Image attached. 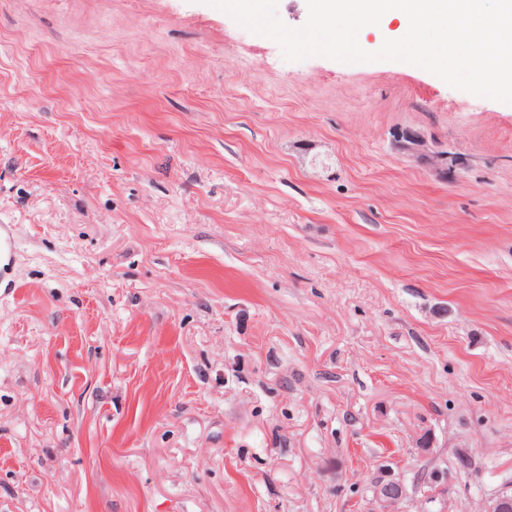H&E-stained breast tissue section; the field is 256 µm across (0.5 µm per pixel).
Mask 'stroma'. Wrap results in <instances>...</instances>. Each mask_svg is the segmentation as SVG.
<instances>
[{
	"label": "stroma",
	"instance_id": "1",
	"mask_svg": "<svg viewBox=\"0 0 512 512\" xmlns=\"http://www.w3.org/2000/svg\"><path fill=\"white\" fill-rule=\"evenodd\" d=\"M0 224V512L512 482V104L286 61L205 0H0ZM396 138L400 150L416 157L442 174H447L448 168H465L463 158L438 148L433 143L429 144L423 135L413 130H403L397 134Z\"/></svg>",
	"mask_w": 512,
	"mask_h": 512
}]
</instances>
